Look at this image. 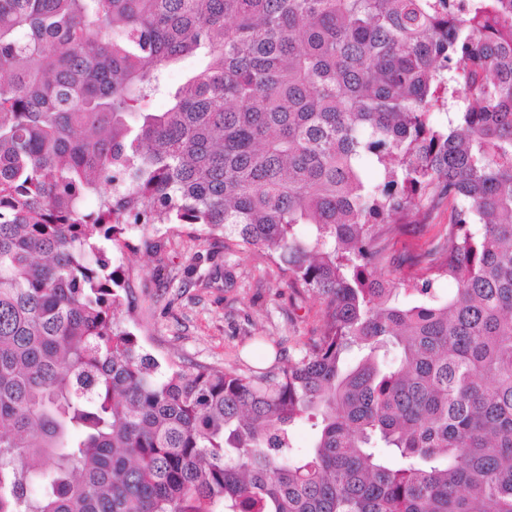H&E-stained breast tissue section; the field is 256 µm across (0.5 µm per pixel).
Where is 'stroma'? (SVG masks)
I'll return each mask as SVG.
<instances>
[{
	"label": "stroma",
	"instance_id": "35a3bbf8",
	"mask_svg": "<svg viewBox=\"0 0 512 512\" xmlns=\"http://www.w3.org/2000/svg\"><path fill=\"white\" fill-rule=\"evenodd\" d=\"M448 218L440 203L428 226L391 240L395 261L427 251ZM128 240L112 250L137 304L126 326L161 365L267 368L319 333L320 299L260 252L225 249L190 224L138 226Z\"/></svg>",
	"mask_w": 512,
	"mask_h": 512
}]
</instances>
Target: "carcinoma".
Wrapping results in <instances>:
<instances>
[{"mask_svg": "<svg viewBox=\"0 0 512 512\" xmlns=\"http://www.w3.org/2000/svg\"><path fill=\"white\" fill-rule=\"evenodd\" d=\"M138 224L261 252L319 335L161 371ZM0 512H512V0H0ZM450 210L448 201H443L431 213L427 224L420 231L396 237L389 244L390 252L395 261H402L411 255L422 254L431 247L435 238L442 233L446 224H448Z\"/></svg>", "mask_w": 512, "mask_h": 512, "instance_id": "cac0c4a2", "label": "carcinoma"}]
</instances>
